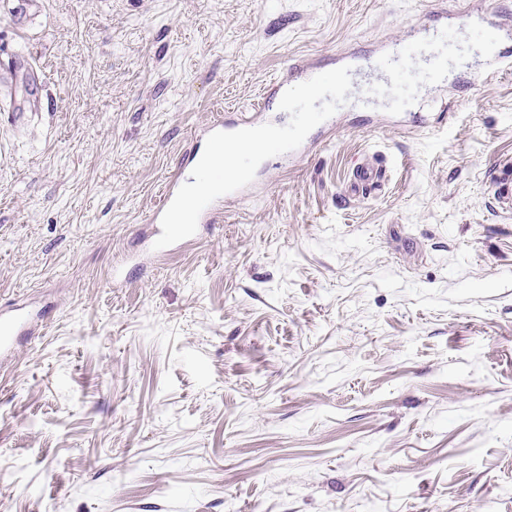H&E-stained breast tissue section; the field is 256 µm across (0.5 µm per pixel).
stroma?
<instances>
[{
  "instance_id": "1",
  "label": "stroma",
  "mask_w": 512,
  "mask_h": 512,
  "mask_svg": "<svg viewBox=\"0 0 512 512\" xmlns=\"http://www.w3.org/2000/svg\"><path fill=\"white\" fill-rule=\"evenodd\" d=\"M512 0L0 4V512H512V74L409 67L419 127L362 82L202 239L138 236L195 132L289 61L374 53L432 12ZM44 77L39 101L28 73ZM23 113L13 123L12 113ZM380 191L348 199L355 164ZM129 259L127 281L110 287ZM490 184L493 199L498 209L504 213L512 212V165L498 163L491 171ZM28 323V319L19 314L7 315L0 311V359L12 357L14 336Z\"/></svg>"
}]
</instances>
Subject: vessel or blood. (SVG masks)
Listing matches in <instances>:
<instances>
[{
	"mask_svg": "<svg viewBox=\"0 0 512 512\" xmlns=\"http://www.w3.org/2000/svg\"><path fill=\"white\" fill-rule=\"evenodd\" d=\"M435 27L412 28L407 38L379 52L370 63L372 73L389 75L399 81L410 60L424 56L428 74L442 80L448 74V51L457 31L470 29L480 44L481 59L471 73L483 77L498 61L512 55V23L494 21L483 15L440 11ZM348 70L294 62L278 80L264 86L263 102H276L283 119L270 123L264 117L234 109L225 112L203 133L202 140H190L179 161L192 168L197 182L194 192H186L180 177H172L161 192L159 204L150 216L148 241L155 250H165L172 242L196 236L198 230L222 223L224 203L250 194L252 174L258 160L272 165H287L305 149L313 130L328 131L336 126L335 112L319 108L327 94L345 91ZM240 143L238 154L227 151L229 143ZM223 157L229 174L216 183L211 161ZM383 173L369 160H361L353 169L347 194L363 196L378 188ZM493 199L499 210L512 212V164L499 163L491 171ZM25 316L0 311V359L11 357L14 338L25 327Z\"/></svg>",
	"mask_w": 512,
	"mask_h": 512,
	"instance_id": "vessel-or-blood-1",
	"label": "vessel or blood"
}]
</instances>
